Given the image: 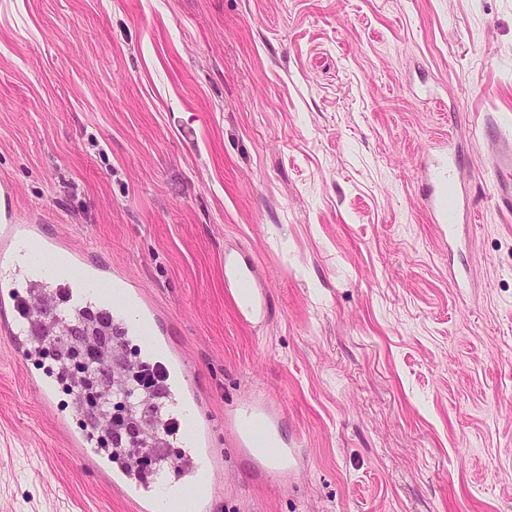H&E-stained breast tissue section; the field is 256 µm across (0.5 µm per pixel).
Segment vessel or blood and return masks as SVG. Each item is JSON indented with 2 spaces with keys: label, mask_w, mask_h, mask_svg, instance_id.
I'll list each match as a JSON object with an SVG mask.
<instances>
[{
  "label": "vessel or blood",
  "mask_w": 512,
  "mask_h": 512,
  "mask_svg": "<svg viewBox=\"0 0 512 512\" xmlns=\"http://www.w3.org/2000/svg\"><path fill=\"white\" fill-rule=\"evenodd\" d=\"M461 162L458 153L442 154L427 167L422 183V209L444 236L455 235L466 211L454 176ZM489 172L496 208L512 212V145L502 144L490 160ZM59 251L68 254L67 270L62 274L44 275L45 287L63 292L78 313L97 302L107 301L113 320L126 324L128 332L148 352H165L162 371L166 389L183 426L181 447L172 455L168 470L184 487L194 512H215L216 504L209 487L216 482L219 469L210 448L211 426L202 412L200 394L186 383L188 365L171 345L159 310L141 287L119 269L49 234L40 218L22 215L12 203L10 188L1 185L0 327L4 328L16 358L28 362L35 338L28 330L13 329L9 317L37 305L30 293L19 290L18 284L31 281L33 266L44 254ZM224 288L236 303L243 321L261 317L265 296L256 285L254 264L249 257L225 252ZM225 425L238 455L252 469L294 471L299 451L288 446L282 434V420L268 403L251 400L239 405L226 416ZM70 440L73 447L106 476L113 488L131 502L135 512H177L168 482L144 483L137 478L132 460L115 461L103 455L88 430L71 432Z\"/></svg>",
  "instance_id": "b4317fda"
}]
</instances>
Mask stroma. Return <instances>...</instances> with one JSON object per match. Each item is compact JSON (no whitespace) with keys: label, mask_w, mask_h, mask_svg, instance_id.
Wrapping results in <instances>:
<instances>
[{"label":"stroma","mask_w":512,"mask_h":512,"mask_svg":"<svg viewBox=\"0 0 512 512\" xmlns=\"http://www.w3.org/2000/svg\"><path fill=\"white\" fill-rule=\"evenodd\" d=\"M512 0H0V184L145 289L223 461L219 512H512ZM453 136L477 214L443 239L419 163ZM267 308L243 322L224 253ZM0 332V512H134L84 417ZM275 404L294 481L224 414ZM481 131L483 134L496 132L502 140L501 148L490 159L489 172L495 207L501 211L512 212V147L492 121L485 124Z\"/></svg>","instance_id":"1"}]
</instances>
